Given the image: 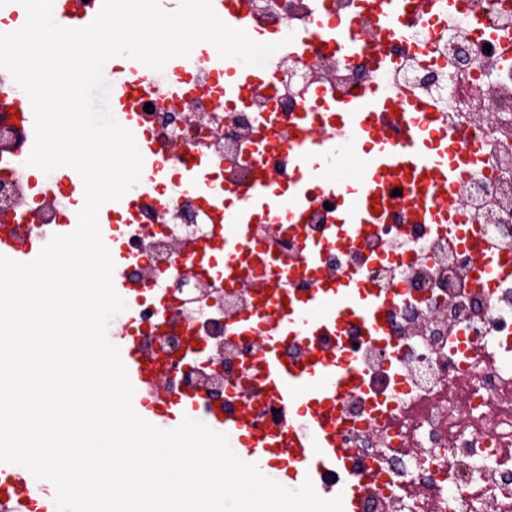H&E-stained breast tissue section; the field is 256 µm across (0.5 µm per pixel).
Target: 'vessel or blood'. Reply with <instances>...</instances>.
Returning a JSON list of instances; mask_svg holds the SVG:
<instances>
[{
  "instance_id": "1",
  "label": "vessel or blood",
  "mask_w": 512,
  "mask_h": 512,
  "mask_svg": "<svg viewBox=\"0 0 512 512\" xmlns=\"http://www.w3.org/2000/svg\"><path fill=\"white\" fill-rule=\"evenodd\" d=\"M374 19L378 37L374 45L381 69L393 68L386 55V44L404 40L411 25L425 21L440 26L442 19L465 11L467 0H363ZM222 21L241 20L252 7V0H212ZM103 6V0H53L55 22L70 21L77 27L90 24ZM313 31L328 49L340 57L358 53L360 41L352 18L332 15L323 0H313ZM255 41L277 44L276 53L264 65L241 67L239 60L221 58L216 48L174 58L172 75H160L141 62L128 68L105 66L104 78L112 98V115L129 129L143 157L144 171L161 169L162 146L148 134L142 103L156 98L185 103L194 89L188 66H202L212 77L217 97L239 102L267 88V77L289 55L301 50L307 37L295 35L286 40L283 32L262 26L253 28ZM315 110L296 113L287 131H280L268 118H260L253 144L256 151L285 154L289 173L281 177L258 164L249 179L248 202L230 206L225 193L239 197L242 190L231 177L221 176L203 150H195L180 176L168 183L164 193L155 194L157 206H164L169 195L192 187L200 207L207 214L213 233L192 242L185 252L202 279L223 275L225 283H236L234 268L240 256L248 254L257 225L270 223L279 204H286L285 226L289 234L299 233L317 201L336 198L338 206L325 240L305 241L302 257L293 262L294 276L313 279L308 292L292 288L290 282L270 278L252 282L251 288L265 305H278L279 315L262 317L252 311L235 323L238 333L262 330L264 346L254 361L263 381V395L273 411L260 420L254 409L229 411L198 390L170 397L161 388V366L146 351L128 321L111 326L108 338L120 350L134 388V411L150 424L167 429L178 418L188 417L210 429L226 434L233 452L244 462L255 464L281 486L298 489L315 470L333 466L349 470L350 457L338 441L341 399L355 393L359 367L342 359L335 345L345 325L361 323L374 345H382L383 325L378 310L383 298L371 283L357 276L324 273L320 261L324 247L344 246L371 237L375 225L386 223L394 212H402L405 223L435 224L453 233L456 204L465 173L478 156L475 146L452 134L441 112L425 98L376 85L342 94L320 89ZM0 118L14 122L24 131L23 139L0 151V172L10 175L26 189H33L26 160L34 142V112L29 96L14 87H0ZM409 195H401L402 187ZM84 194L80 175L57 181L47 195L48 207L63 218L53 232L65 235L77 226L78 200ZM144 200L142 194L127 193L121 200L103 205L118 224L134 222ZM19 217L0 220V255L27 263L36 259L47 240L20 237ZM483 260L477 272L479 281L493 283L499 273L512 268V250L499 246L480 232L469 238ZM130 255L115 259L113 285L129 306L144 297L158 295L155 285L132 280L125 275ZM307 340V357L288 360L281 353L286 340ZM13 491L9 498L15 512H30L34 497L50 488V481L36 478L25 467L14 464Z\"/></svg>"
}]
</instances>
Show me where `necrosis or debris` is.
I'll list each match as a JSON object with an SVG mask.
<instances>
[{
	"instance_id": "4bbe7bcc",
	"label": "necrosis or debris",
	"mask_w": 512,
	"mask_h": 512,
	"mask_svg": "<svg viewBox=\"0 0 512 512\" xmlns=\"http://www.w3.org/2000/svg\"><path fill=\"white\" fill-rule=\"evenodd\" d=\"M468 14L449 20L441 32L415 24L409 40L387 45L401 65L384 74L371 49L348 59L319 48L310 39L302 53L276 70L269 89L245 105L225 109L206 87L188 104L153 101L148 125L164 149L163 163L180 169L196 147L207 146L213 162L247 186L252 166L262 162L285 171L284 155L251 152L249 137L262 113L287 125L292 113L311 109L309 89L319 82L350 92L362 84L391 82L428 96L446 112L462 139L483 152L464 179L466 205L460 224L512 248V63L501 61L500 43L512 37V10L499 0H468ZM486 16L491 30L475 33L469 14ZM255 24L291 32L313 23L306 0H253ZM433 43L436 61L417 56L414 45ZM24 212L21 235L44 234L54 213L23 194L14 180L0 177V215ZM328 210L317 207L302 237L271 224L258 238L275 255L278 273L301 255L304 240H323ZM211 226L193 191L167 205L144 202L137 223L122 231L136 257L129 278L159 282L164 305H150L140 321L150 327L146 348L164 363L175 361L177 345L194 334L202 342L188 373L176 374L175 391H211L216 362L224 364V403L237 410L261 404V378L251 368L261 344L257 335H239L233 323L249 309L250 278L265 269L252 260L239 266L237 285L201 281L184 252L205 238ZM394 249L401 261L373 262L374 249ZM478 259L462 239H451L430 224L404 223L393 214L377 225L371 240L329 247L322 268L356 275L382 290L396 289L384 316L390 348L364 342L356 325L345 333L367 362L366 392L342 402L339 438L347 448L350 474L360 484L362 512H512V274L486 286L475 278Z\"/></svg>"
}]
</instances>
